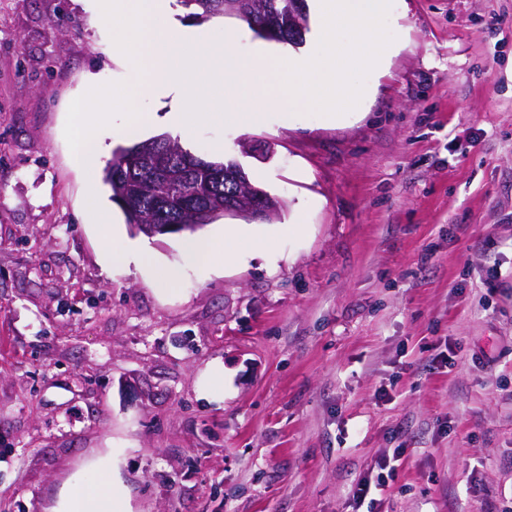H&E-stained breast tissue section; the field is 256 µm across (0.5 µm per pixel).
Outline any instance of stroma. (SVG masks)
Returning <instances> with one entry per match:
<instances>
[{"instance_id":"1","label":"stroma","mask_w":512,"mask_h":512,"mask_svg":"<svg viewBox=\"0 0 512 512\" xmlns=\"http://www.w3.org/2000/svg\"><path fill=\"white\" fill-rule=\"evenodd\" d=\"M94 7L0 0V512H48L108 447L135 512H512V0H396L403 45L347 125L191 128L184 149L285 201L201 228L243 233L209 273L103 182L165 125L114 116L102 168L72 161L88 89L155 109ZM92 194L144 261L105 271Z\"/></svg>"}]
</instances>
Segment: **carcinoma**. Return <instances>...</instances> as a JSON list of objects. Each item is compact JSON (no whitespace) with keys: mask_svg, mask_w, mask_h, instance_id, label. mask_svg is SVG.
<instances>
[{"mask_svg":"<svg viewBox=\"0 0 512 512\" xmlns=\"http://www.w3.org/2000/svg\"><path fill=\"white\" fill-rule=\"evenodd\" d=\"M198 10L196 21L233 14L259 37L300 45L306 29L288 28V4L295 0H183ZM103 181L129 224H210L224 211V163L185 150L178 141L155 137L115 150Z\"/></svg>","mask_w":512,"mask_h":512,"instance_id":"carcinoma-1","label":"carcinoma"}]
</instances>
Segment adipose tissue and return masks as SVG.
I'll list each match as a JSON object with an SVG mask.
<instances>
[{"label": "adipose tissue", "mask_w": 512, "mask_h": 512, "mask_svg": "<svg viewBox=\"0 0 512 512\" xmlns=\"http://www.w3.org/2000/svg\"><path fill=\"white\" fill-rule=\"evenodd\" d=\"M106 122L107 114L97 110L89 97L73 103L71 132L76 144L73 160L78 167L92 170L99 165L102 156L99 131ZM240 237V232L228 229L223 236L213 239H188L185 249L208 270L240 260L242 253L236 247ZM50 512H133L118 451L102 448L85 458L59 486Z\"/></svg>", "instance_id": "ef3b65f1"}]
</instances>
